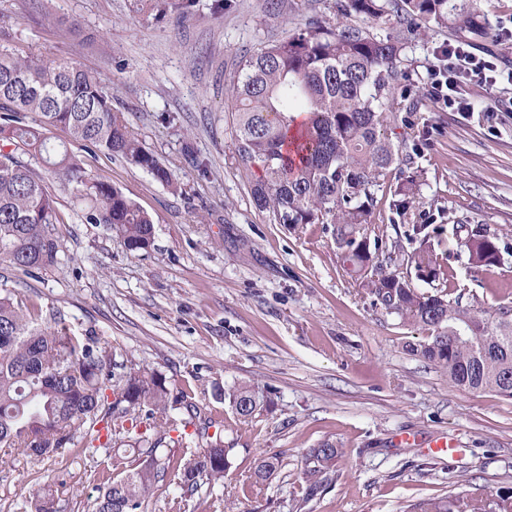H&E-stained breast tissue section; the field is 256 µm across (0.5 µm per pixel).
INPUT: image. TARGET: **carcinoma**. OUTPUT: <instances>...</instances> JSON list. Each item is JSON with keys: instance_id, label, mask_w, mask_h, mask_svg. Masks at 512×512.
<instances>
[{"instance_id": "1", "label": "carcinoma", "mask_w": 512, "mask_h": 512, "mask_svg": "<svg viewBox=\"0 0 512 512\" xmlns=\"http://www.w3.org/2000/svg\"><path fill=\"white\" fill-rule=\"evenodd\" d=\"M352 16L381 19L397 35L381 37L347 22ZM430 23L486 35L474 0H336L335 23L311 17L299 33L242 58L230 75L235 152L244 166L261 168L250 196L274 223L334 225L339 256L368 293L427 333L411 352L445 372L453 387L512 398V309L479 315L442 289L422 292L409 275L388 270L406 263L428 284L444 278L434 249L436 225H407L405 240L414 249L407 254L394 241L385 264L378 261L383 245L366 235L380 178L417 156L393 142L387 128L406 101L404 45ZM58 127L175 185L172 172L128 130L97 78L72 61L0 46V144L10 147L0 150V264L38 275L54 267L61 252L55 201L26 155L73 186L77 200L86 202L87 223L105 225L130 250L150 247V216L112 185L90 179L65 145L51 141ZM453 238L475 266L498 263V238L487 229L462 224ZM113 366L114 352L95 333H77L60 318L48 325L37 305L0 293V444L41 460L79 439L110 458L99 476L96 512H143L166 479L174 486L169 512H185L187 497L202 485L224 484L232 449L219 437L202 441L208 428L222 424L210 419L196 427L193 390L172 393L163 374L131 367L117 377ZM225 398L244 422L268 402L257 383ZM177 410L186 413L181 426L195 430L174 439ZM142 414L150 423L134 435L125 423ZM126 445L130 450L112 452ZM340 456L329 441L307 450L299 507L335 472ZM279 469V456H264L251 478L264 484ZM29 498L31 512H54L52 486L30 490ZM411 512H512V498H500L493 510L474 497L432 498Z\"/></svg>"}]
</instances>
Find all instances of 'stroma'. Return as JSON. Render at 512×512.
Returning <instances> with one entry per match:
<instances>
[{"instance_id":"35a3bbf8","label":"stroma","mask_w":512,"mask_h":512,"mask_svg":"<svg viewBox=\"0 0 512 512\" xmlns=\"http://www.w3.org/2000/svg\"><path fill=\"white\" fill-rule=\"evenodd\" d=\"M335 0H193L189 12L149 0H0V43L75 61L99 78L131 133L176 177L156 181L120 157L53 132L89 178L136 202L154 223L145 250H128L87 223L72 186L46 176L56 198L59 262L32 277L0 264V290L44 315L108 342L135 364L187 387L224 422L234 446L224 495L242 512H408L421 500L512 496V398L452 388L407 344L422 331L389 314L340 260L328 224L296 231L257 211L235 153L227 78L241 58L291 35L308 17L335 22ZM455 35L433 29L403 51L410 112L389 134L417 147L411 167L390 170L374 193L369 239L403 238L421 215L452 230L484 225L500 239L496 266L472 267L465 248L448 255V285L472 311L512 307V112L487 117L507 93L476 89L473 114L449 112L429 91L434 48ZM206 160L208 173L196 163ZM415 180L408 217L398 189ZM258 383L271 402L240 422L221 393ZM453 439L456 455L431 453ZM341 449L336 473L298 508L306 449ZM282 467L261 490L243 483L263 456ZM104 451L79 445L41 461L0 448V512H29L30 488L50 483L56 512H95Z\"/></svg>"}]
</instances>
